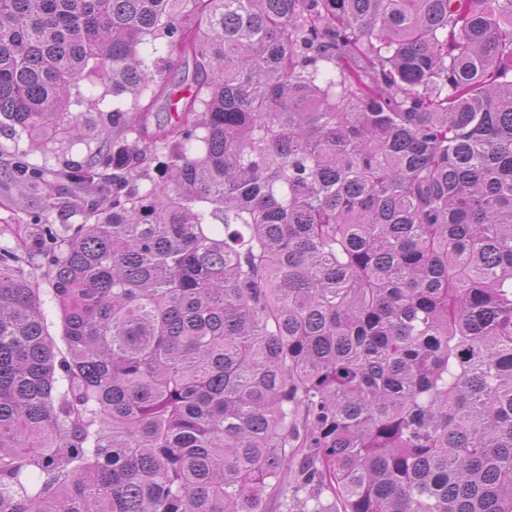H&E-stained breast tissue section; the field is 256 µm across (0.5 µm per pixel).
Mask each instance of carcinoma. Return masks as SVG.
<instances>
[{"label":"carcinoma","instance_id":"obj_1","mask_svg":"<svg viewBox=\"0 0 512 512\" xmlns=\"http://www.w3.org/2000/svg\"><path fill=\"white\" fill-rule=\"evenodd\" d=\"M98 127L65 348L0 248V512H512V0H0L6 184ZM72 98L81 96L83 98L99 99L100 109L104 112L112 111V92L109 86L103 81L95 80L80 82L78 87L71 91ZM28 148V141L23 136L21 139L12 138L0 134V179L4 180V170L7 163L12 161V157L22 150Z\"/></svg>","mask_w":512,"mask_h":512}]
</instances>
